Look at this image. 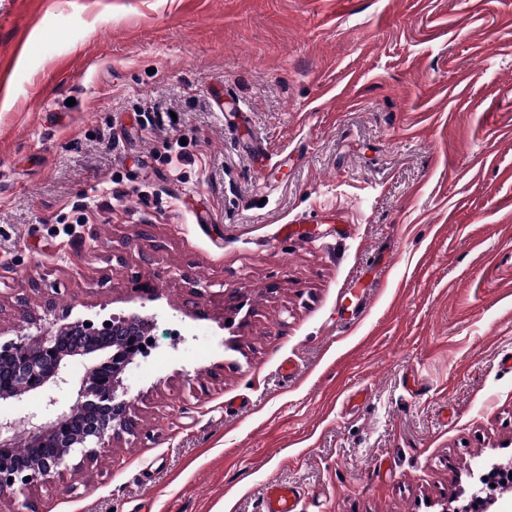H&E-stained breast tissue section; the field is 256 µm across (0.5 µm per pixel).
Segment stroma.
Returning <instances> with one entry per match:
<instances>
[{
	"label": "stroma",
	"instance_id": "obj_1",
	"mask_svg": "<svg viewBox=\"0 0 512 512\" xmlns=\"http://www.w3.org/2000/svg\"><path fill=\"white\" fill-rule=\"evenodd\" d=\"M130 313L134 434L0 512H469L512 468V0H0V344ZM298 491L288 483H270L263 494V512H299Z\"/></svg>",
	"mask_w": 512,
	"mask_h": 512
}]
</instances>
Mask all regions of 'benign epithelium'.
I'll return each mask as SVG.
<instances>
[{"instance_id":"7a95c632","label":"benign epithelium","mask_w":512,"mask_h":512,"mask_svg":"<svg viewBox=\"0 0 512 512\" xmlns=\"http://www.w3.org/2000/svg\"><path fill=\"white\" fill-rule=\"evenodd\" d=\"M140 322L135 314H114L99 327L91 320L79 319L53 333L38 332L0 345L1 399L42 393L53 406L55 391L72 386L77 393L76 401L54 420L30 422V446L50 441L54 445L50 454L24 458L14 454V424L0 420L1 495L59 475L73 457L92 459L112 437L134 433L128 389L120 386L119 375L134 363L144 346ZM70 357L87 361L82 374L74 379L65 373Z\"/></svg>"}]
</instances>
